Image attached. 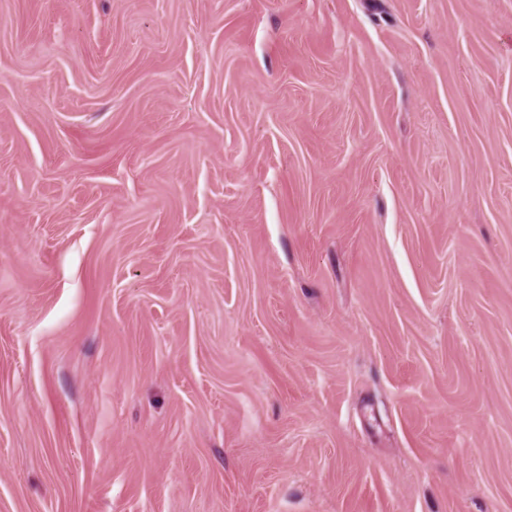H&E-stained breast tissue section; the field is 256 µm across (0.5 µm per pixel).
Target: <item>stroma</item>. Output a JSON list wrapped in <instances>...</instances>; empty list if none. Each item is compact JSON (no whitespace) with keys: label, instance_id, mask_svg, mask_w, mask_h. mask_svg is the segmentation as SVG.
<instances>
[{"label":"stroma","instance_id":"obj_1","mask_svg":"<svg viewBox=\"0 0 512 512\" xmlns=\"http://www.w3.org/2000/svg\"><path fill=\"white\" fill-rule=\"evenodd\" d=\"M0 512H512V0H0Z\"/></svg>","mask_w":512,"mask_h":512}]
</instances>
